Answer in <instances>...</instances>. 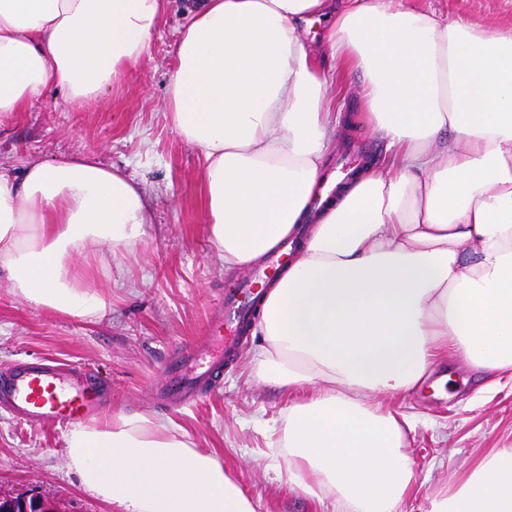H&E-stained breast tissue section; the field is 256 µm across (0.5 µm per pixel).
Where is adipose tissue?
Segmentation results:
<instances>
[{
    "label": "adipose tissue",
    "instance_id": "1",
    "mask_svg": "<svg viewBox=\"0 0 512 512\" xmlns=\"http://www.w3.org/2000/svg\"><path fill=\"white\" fill-rule=\"evenodd\" d=\"M166 0H0V125L47 89L98 99L147 54ZM332 18L320 56L301 39ZM354 71L389 158L322 211L318 176ZM167 117L205 159L209 232L241 270L304 228L268 290L255 355L298 400L271 454L334 512H404L415 417L372 403L455 360L484 389L512 371V30L448 24L401 0H202L180 31ZM142 186L89 153L0 168V272L28 303L79 319L112 307L78 264L130 250ZM82 489L120 512H257L171 419L105 409L65 435ZM424 512H512V448L480 457Z\"/></svg>",
    "mask_w": 512,
    "mask_h": 512
}]
</instances>
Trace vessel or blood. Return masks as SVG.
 I'll return each instance as SVG.
<instances>
[{"instance_id":"b4317fda","label":"vessel or blood","mask_w":512,"mask_h":512,"mask_svg":"<svg viewBox=\"0 0 512 512\" xmlns=\"http://www.w3.org/2000/svg\"><path fill=\"white\" fill-rule=\"evenodd\" d=\"M259 280L255 274L229 290L224 308L213 320L205 341L177 354L169 366L168 387L157 395L161 403L169 405L175 398L191 396L201 380L230 359L236 343L227 339L224 329L243 322L247 313L244 300L251 297ZM92 392L90 380L76 376L64 362L18 365L0 379V400L16 416L29 421L83 420L96 407Z\"/></svg>"}]
</instances>
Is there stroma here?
Wrapping results in <instances>:
<instances>
[{
	"label": "stroma",
	"mask_w": 512,
	"mask_h": 512,
	"mask_svg": "<svg viewBox=\"0 0 512 512\" xmlns=\"http://www.w3.org/2000/svg\"><path fill=\"white\" fill-rule=\"evenodd\" d=\"M191 0H167L149 58L126 72L98 100L80 106L47 92L10 123L0 126V164L19 171L94 153L135 177L145 189L152 226L144 243L84 270L112 302L103 318H73L28 304L0 279V373L11 366L61 360L90 374L101 407L170 418L198 447L214 452L257 512H332L285 482V459H272L288 398L255 375L251 361L260 339L248 336L231 367L220 369L197 401L160 408L153 392L166 380L178 350L199 342L229 288L243 280L225 271L206 224L205 161L169 125V76ZM452 23L512 28V0H406ZM327 98L354 116L343 143L326 158L335 167L344 154L380 157L386 149L364 111L357 74L328 84ZM445 393L425 385L387 407L416 416L408 448L418 490L407 512H422L426 497L452 485L494 448H512V380L480 391L465 370L451 369ZM65 427L53 421L20 422L0 405V494L40 495L57 512H114L82 490L67 468Z\"/></svg>",
	"instance_id": "stroma-1"
}]
</instances>
